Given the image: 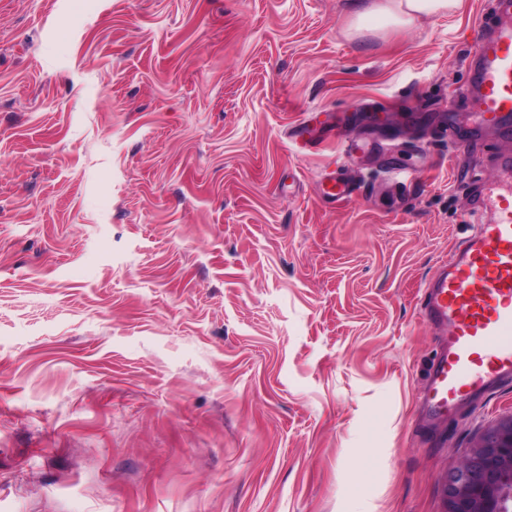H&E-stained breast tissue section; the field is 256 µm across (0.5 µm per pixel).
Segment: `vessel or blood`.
Wrapping results in <instances>:
<instances>
[{
    "mask_svg": "<svg viewBox=\"0 0 512 512\" xmlns=\"http://www.w3.org/2000/svg\"><path fill=\"white\" fill-rule=\"evenodd\" d=\"M471 109L484 126L512 135V0H500L484 23L474 59ZM331 203L351 199V187L328 177ZM424 318L444 328V349L432 362L422 403L444 412L512 378V156L471 209L467 233L424 284Z\"/></svg>",
    "mask_w": 512,
    "mask_h": 512,
    "instance_id": "obj_1",
    "label": "vessel or blood"
}]
</instances>
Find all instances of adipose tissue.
<instances>
[{
	"mask_svg": "<svg viewBox=\"0 0 512 512\" xmlns=\"http://www.w3.org/2000/svg\"><path fill=\"white\" fill-rule=\"evenodd\" d=\"M457 4L458 0H374L373 5L358 15L354 25L376 29L407 26L422 17L448 14Z\"/></svg>",
	"mask_w": 512,
	"mask_h": 512,
	"instance_id": "obj_1",
	"label": "adipose tissue"
}]
</instances>
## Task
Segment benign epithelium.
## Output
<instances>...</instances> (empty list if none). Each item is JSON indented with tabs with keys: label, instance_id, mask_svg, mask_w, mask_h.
I'll return each mask as SVG.
<instances>
[{
	"label": "benign epithelium",
	"instance_id": "benign-epithelium-1",
	"mask_svg": "<svg viewBox=\"0 0 512 512\" xmlns=\"http://www.w3.org/2000/svg\"><path fill=\"white\" fill-rule=\"evenodd\" d=\"M511 484L512 420L490 430L448 475L445 512H505V487Z\"/></svg>",
	"mask_w": 512,
	"mask_h": 512
}]
</instances>
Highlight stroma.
Masks as SVG:
<instances>
[{"label":"stroma","mask_w":512,"mask_h":512,"mask_svg":"<svg viewBox=\"0 0 512 512\" xmlns=\"http://www.w3.org/2000/svg\"><path fill=\"white\" fill-rule=\"evenodd\" d=\"M371 2L0 0V512H444L512 419V381L418 399L494 0ZM328 118L361 151L294 143ZM368 9L358 15L353 27L359 30L370 25L376 29L391 26H407L417 18L445 15L453 10L458 0H376ZM351 187L336 176L329 175L323 185L322 196L331 203H344L352 197Z\"/></svg>","instance_id":"stroma-1"}]
</instances>
